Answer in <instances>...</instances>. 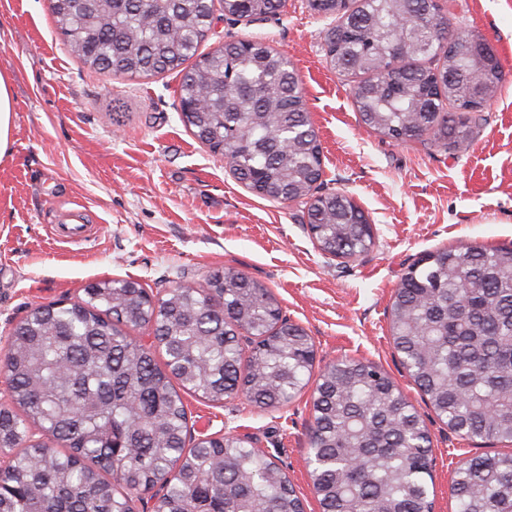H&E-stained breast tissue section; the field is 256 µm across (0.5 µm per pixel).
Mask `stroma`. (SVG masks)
Returning <instances> with one entry per match:
<instances>
[{"instance_id": "stroma-1", "label": "stroma", "mask_w": 512, "mask_h": 512, "mask_svg": "<svg viewBox=\"0 0 512 512\" xmlns=\"http://www.w3.org/2000/svg\"><path fill=\"white\" fill-rule=\"evenodd\" d=\"M455 21L479 31L504 70L487 122L467 149L396 144L359 121L349 77L323 51L328 20L307 0H287L276 17L216 21L201 44L268 41L286 55L323 152L327 188L352 195L376 245L357 261L319 253L302 208L262 199L198 143L180 119L171 73L113 80L71 55L49 0H0V71L14 84L9 152L0 158V351L34 304L82 296L90 283L133 277L153 291L200 284L233 266L273 290L302 325L317 365L353 358L381 365L421 413L432 438L434 512H455L450 488L459 460L507 453V443L466 440L424 402L389 331L392 296L407 266L442 246L512 244V0H454ZM126 117L112 119L113 104ZM81 208L93 235L57 242L60 216ZM184 402L195 435H248L319 512L307 467L310 396L259 411L239 399Z\"/></svg>"}]
</instances>
